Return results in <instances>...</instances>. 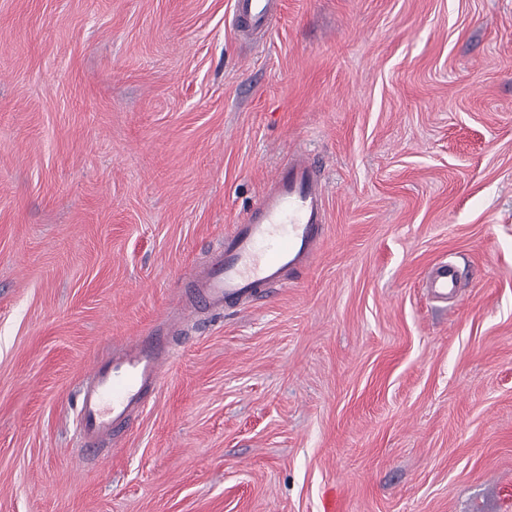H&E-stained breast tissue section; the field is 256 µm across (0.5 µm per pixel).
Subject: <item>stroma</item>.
<instances>
[{
  "label": "stroma",
  "mask_w": 512,
  "mask_h": 512,
  "mask_svg": "<svg viewBox=\"0 0 512 512\" xmlns=\"http://www.w3.org/2000/svg\"><path fill=\"white\" fill-rule=\"evenodd\" d=\"M313 264L184 323L107 460L90 362L289 155ZM453 265L447 301L424 286ZM512 512V0H0V512ZM280 0H233V23L237 31L261 37L273 24Z\"/></svg>",
  "instance_id": "35a3bbf8"
}]
</instances>
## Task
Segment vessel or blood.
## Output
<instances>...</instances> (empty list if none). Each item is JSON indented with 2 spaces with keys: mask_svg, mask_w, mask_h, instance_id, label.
<instances>
[{
  "mask_svg": "<svg viewBox=\"0 0 512 512\" xmlns=\"http://www.w3.org/2000/svg\"><path fill=\"white\" fill-rule=\"evenodd\" d=\"M279 0H233L238 32L261 37ZM326 232V190L315 161L294 154L275 171L241 224L226 234L180 289L184 314L218 313L269 295L308 268ZM428 286L439 297L458 286L453 266L440 264ZM178 323H162L114 346L93 363L77 389V430L89 458L127 429L163 380L175 352Z\"/></svg>",
  "mask_w": 512,
  "mask_h": 512,
  "instance_id": "1",
  "label": "vessel or blood"
}]
</instances>
